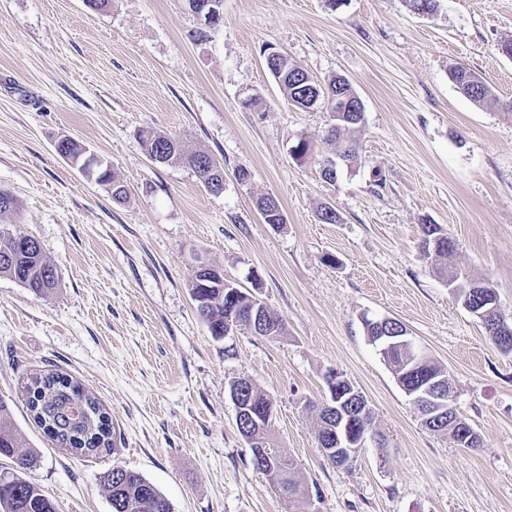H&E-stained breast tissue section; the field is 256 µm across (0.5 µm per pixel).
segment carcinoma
<instances>
[{
    "label": "carcinoma",
    "mask_w": 512,
    "mask_h": 512,
    "mask_svg": "<svg viewBox=\"0 0 512 512\" xmlns=\"http://www.w3.org/2000/svg\"><path fill=\"white\" fill-rule=\"evenodd\" d=\"M279 82L288 100L299 103L302 92L316 82L309 74L294 64L283 71H271ZM452 82L467 98L483 103L492 96L487 85L477 87L473 78L477 73L466 67L450 70ZM360 121L352 120L333 124L327 131L326 141L336 145V155L351 160L357 153V141L352 135ZM146 154L160 150L173 164L190 166L201 183L214 178L220 165L204 151L188 152L179 138L174 135L143 129L140 131ZM101 181L112 183V197L116 201L127 195L125 186L116 181L108 167L99 171ZM259 212L265 215L268 224L284 223L279 202L272 196L264 195L257 199ZM0 276H7L37 295H44L57 287L58 278L54 265L43 254L37 240L18 230L0 226ZM192 293L206 300V307L199 310L210 330L219 336L224 335L227 322L249 323L253 308L252 294L241 293L234 303L224 304L222 288H192ZM266 321L263 337L277 339L285 333L282 319L271 310L264 312ZM384 359L404 389L413 388L419 378L427 375L445 374V370L430 356L425 355L420 367H413L412 355L402 348H394L383 353ZM28 406L35 423L54 441L75 451L94 450L111 446V421L100 405L72 379L56 373L37 374L30 378L26 386ZM354 427L359 432H376L371 410L355 411ZM0 455L16 458L18 468L32 470L37 458L32 451L20 450L8 405L0 400ZM288 465L290 477L288 486L279 488L288 504L298 512H310L312 505L309 489L298 479L294 462L283 456ZM103 483L109 494L112 512H172V507L164 495L139 473L114 467L104 474ZM0 512H57L56 504L33 481L22 477L17 471L0 473Z\"/></svg>",
    "instance_id": "1"
}]
</instances>
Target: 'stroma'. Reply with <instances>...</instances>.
Segmentation results:
<instances>
[{
    "instance_id": "obj_1",
    "label": "stroma",
    "mask_w": 512,
    "mask_h": 512,
    "mask_svg": "<svg viewBox=\"0 0 512 512\" xmlns=\"http://www.w3.org/2000/svg\"><path fill=\"white\" fill-rule=\"evenodd\" d=\"M210 30L187 0H0V190L8 223L34 237L58 286L33 294L0 276V400L57 512H112L102 477L139 472L173 512H288L251 463L232 383L274 402V448L314 512H512V355H504L419 245L424 222L455 243L449 264L488 280L512 317V0H222ZM274 46L317 82L346 78L364 105L356 158L321 175L326 106L288 101L265 66ZM462 64L492 89L477 104L449 77ZM178 136L224 167L208 192L185 165H159L139 133ZM79 141L126 185L60 157ZM305 140L311 151L296 160ZM250 178L242 181L239 170ZM269 194L284 221L255 200ZM336 208L340 223L319 219ZM262 298L286 334L211 335L191 294L194 265ZM401 321L447 371L476 449L427 430L364 318ZM336 371L367 399L384 447L352 468L317 443L316 404ZM79 381L112 418V445L71 453L36 426L23 386Z\"/></svg>"
}]
</instances>
